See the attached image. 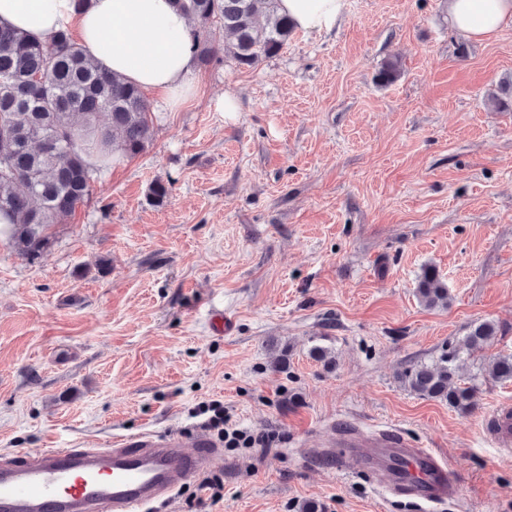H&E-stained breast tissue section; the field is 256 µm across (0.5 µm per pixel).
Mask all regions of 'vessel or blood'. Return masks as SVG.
<instances>
[{"instance_id": "b4317fda", "label": "vessel or blood", "mask_w": 512, "mask_h": 512, "mask_svg": "<svg viewBox=\"0 0 512 512\" xmlns=\"http://www.w3.org/2000/svg\"><path fill=\"white\" fill-rule=\"evenodd\" d=\"M500 444H512V405L494 412ZM324 452L336 467L370 470L388 496L426 506L455 499L452 470L402 433L335 429ZM215 441L200 431L124 435L106 448L21 452L0 463V512H142L213 465Z\"/></svg>"}]
</instances>
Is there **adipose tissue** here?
<instances>
[{"label": "adipose tissue", "mask_w": 512, "mask_h": 512, "mask_svg": "<svg viewBox=\"0 0 512 512\" xmlns=\"http://www.w3.org/2000/svg\"><path fill=\"white\" fill-rule=\"evenodd\" d=\"M296 30L328 34L344 19L348 0H280ZM448 21L466 38L482 39L512 27V0H448ZM0 28L34 40L55 31L75 33L79 45L126 81L164 95L175 110L195 93L190 22L172 0H0Z\"/></svg>", "instance_id": "obj_1"}]
</instances>
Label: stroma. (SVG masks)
Here are the masks:
<instances>
[{"label":"stroma","instance_id":"obj_1","mask_svg":"<svg viewBox=\"0 0 512 512\" xmlns=\"http://www.w3.org/2000/svg\"><path fill=\"white\" fill-rule=\"evenodd\" d=\"M392 59L401 75L380 85ZM509 78L511 27L468 40L447 0H348L332 33H294L253 69L196 67L179 111L147 92L151 145L94 175L49 253L0 243V456L196 430L217 400L272 446L223 448V499L196 477L143 512H417L319 457L350 423L399 429L455 471L458 498L425 512H512V447L487 427L512 382L485 379L463 416L396 378L476 321L497 334L461 379L512 354V109L493 104ZM426 265L447 307L419 303Z\"/></svg>","mask_w":512,"mask_h":512}]
</instances>
